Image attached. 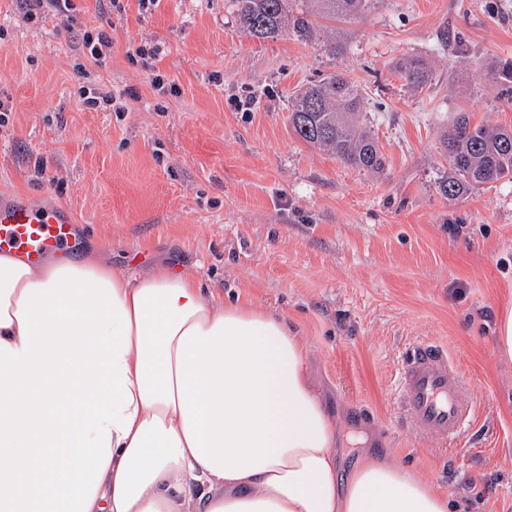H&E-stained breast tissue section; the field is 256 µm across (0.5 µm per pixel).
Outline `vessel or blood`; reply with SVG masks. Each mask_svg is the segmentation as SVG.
I'll return each mask as SVG.
<instances>
[{"label": "vessel or blood", "instance_id": "obj_1", "mask_svg": "<svg viewBox=\"0 0 512 512\" xmlns=\"http://www.w3.org/2000/svg\"><path fill=\"white\" fill-rule=\"evenodd\" d=\"M78 224L61 208H41L27 198L0 203V250L20 254L36 263L57 251L79 244ZM466 384L443 347L431 343L415 346L404 361L395 398L401 423L415 434L458 447L478 420Z\"/></svg>", "mask_w": 512, "mask_h": 512}]
</instances>
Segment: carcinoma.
Wrapping results in <instances>:
<instances>
[{"instance_id":"cac0c4a2","label":"carcinoma","mask_w":512,"mask_h":512,"mask_svg":"<svg viewBox=\"0 0 512 512\" xmlns=\"http://www.w3.org/2000/svg\"><path fill=\"white\" fill-rule=\"evenodd\" d=\"M241 28L250 36L269 39L288 32L314 42L320 37L318 19L345 22L370 8L374 0H231ZM404 85L421 92L434 81L429 63L413 57L398 63ZM492 77L503 87L512 106V60L493 64ZM361 91L349 76L331 74L303 86L291 99L290 123L308 145L359 169L378 171L384 157L377 138L357 120ZM440 149L448 160V178L439 184L445 197L512 179V128L474 123L468 112L457 114L443 133Z\"/></svg>"}]
</instances>
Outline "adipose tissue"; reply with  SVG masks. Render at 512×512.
I'll return each mask as SVG.
<instances>
[{"mask_svg":"<svg viewBox=\"0 0 512 512\" xmlns=\"http://www.w3.org/2000/svg\"><path fill=\"white\" fill-rule=\"evenodd\" d=\"M335 446L285 317L0 251V512H450L388 457L340 478Z\"/></svg>","mask_w":512,"mask_h":512,"instance_id":"1","label":"adipose tissue"}]
</instances>
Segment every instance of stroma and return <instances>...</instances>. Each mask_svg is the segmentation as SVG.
<instances>
[{
    "label": "stroma",
    "instance_id": "stroma-1",
    "mask_svg": "<svg viewBox=\"0 0 512 512\" xmlns=\"http://www.w3.org/2000/svg\"><path fill=\"white\" fill-rule=\"evenodd\" d=\"M74 5L78 25L112 39L101 64L82 63L57 17L29 21L0 0V98L12 104L0 115V199L65 207L83 227L73 258L97 250L128 274L172 266L287 317L336 423L340 475L361 431L461 512H512V361L495 348L496 314L512 299V181L439 191L456 112L512 126L488 72L512 60V0H375L337 24L338 54L250 36L230 0H158L147 13L138 0L119 13L104 0ZM155 44L145 67L137 49ZM411 56L435 71L419 94L394 73ZM336 72L363 90L379 172L308 146L288 123L292 95ZM89 89L112 107H85ZM421 342L447 348L479 407L452 451L394 414L402 362Z\"/></svg>",
    "mask_w": 512,
    "mask_h": 512
}]
</instances>
